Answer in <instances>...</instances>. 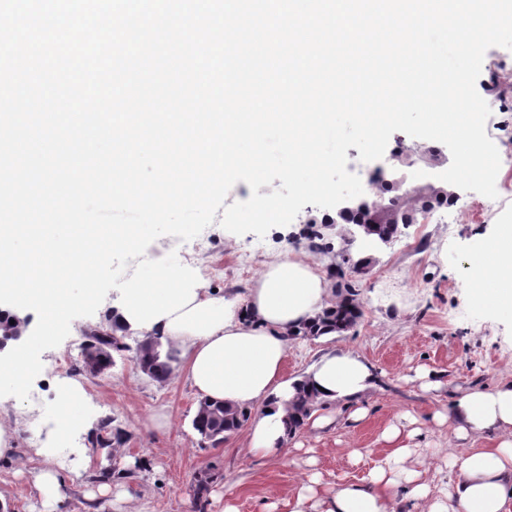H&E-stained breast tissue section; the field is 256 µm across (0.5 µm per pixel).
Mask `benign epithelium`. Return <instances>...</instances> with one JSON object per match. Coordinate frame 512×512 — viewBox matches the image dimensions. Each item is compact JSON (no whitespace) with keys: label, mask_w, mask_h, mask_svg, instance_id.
Masks as SVG:
<instances>
[{"label":"benign epithelium","mask_w":512,"mask_h":512,"mask_svg":"<svg viewBox=\"0 0 512 512\" xmlns=\"http://www.w3.org/2000/svg\"><path fill=\"white\" fill-rule=\"evenodd\" d=\"M448 162L449 156L441 148L394 154L389 158L385 170L386 182L392 186L398 198L412 195L420 189L427 199L445 196L457 199L459 193L456 187L432 176L436 169ZM417 170L425 171L429 176L412 178V173ZM380 223L397 225V234L400 235L414 223V215L403 212L398 205L390 202L387 196L371 194L345 201L334 207V214L329 216L324 228L333 229L340 224L344 225L339 235L343 242L342 252L346 253L353 246L367 240L368 225Z\"/></svg>","instance_id":"7a95c632"}]
</instances>
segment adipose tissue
Returning a JSON list of instances; mask_svg holds the SVG:
<instances>
[{"instance_id": "adipose-tissue-1", "label": "adipose tissue", "mask_w": 512, "mask_h": 512, "mask_svg": "<svg viewBox=\"0 0 512 512\" xmlns=\"http://www.w3.org/2000/svg\"><path fill=\"white\" fill-rule=\"evenodd\" d=\"M157 277L132 279L116 307L119 324L137 335L152 334L179 351L194 393L212 401L253 409L250 451L266 456L287 440L284 419L295 387L284 374L290 336L331 307L330 278L305 257L268 262L245 293L227 298L209 293L187 267L172 268L166 257L154 262ZM478 302L512 317V225L498 229L475 267ZM318 400L353 407V419L365 415L359 403L375 385L370 362L349 350L322 354L306 372ZM447 424L460 451L452 457L447 490L431 496L420 471L407 465L410 447L399 426L384 430L391 451L368 478L337 484L318 495L313 483L299 487L291 512H399L426 503V512H512V382L476 389L448 403L434 416ZM488 440L485 448L477 439Z\"/></svg>"}]
</instances>
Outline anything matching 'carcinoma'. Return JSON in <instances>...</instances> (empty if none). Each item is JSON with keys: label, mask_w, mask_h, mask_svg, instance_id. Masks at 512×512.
<instances>
[{"label": "carcinoma", "mask_w": 512, "mask_h": 512, "mask_svg": "<svg viewBox=\"0 0 512 512\" xmlns=\"http://www.w3.org/2000/svg\"><path fill=\"white\" fill-rule=\"evenodd\" d=\"M363 316V306L358 299V292L352 286L341 288L337 294L336 304L323 311L315 322L299 329L292 339L315 340L325 328L339 334L353 329ZM88 345L83 348V361L102 357L109 362L107 351H130L133 364L146 376L157 382L166 381L174 370L177 356L170 347H164L159 336H144L135 340L130 346L108 330H93L87 334ZM317 404L316 397L304 383L297 384V393L288 408L289 431L300 430ZM250 411L245 408L228 406L207 400L198 401L197 410L192 420L193 429L201 441L213 445L222 443L227 437L237 432L249 419ZM120 430H112L111 420L104 419L96 435V444L100 448L121 443ZM214 474L208 469L196 473L191 483L192 502L195 512H206L209 505L210 489Z\"/></svg>", "instance_id": "cac0c4a2"}]
</instances>
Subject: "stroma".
I'll use <instances>...</instances> for the list:
<instances>
[{
	"instance_id": "35a3bbf8",
	"label": "stroma",
	"mask_w": 512,
	"mask_h": 512,
	"mask_svg": "<svg viewBox=\"0 0 512 512\" xmlns=\"http://www.w3.org/2000/svg\"><path fill=\"white\" fill-rule=\"evenodd\" d=\"M484 99L492 111L486 132L502 168H512V83L494 87ZM327 215V209L305 205L289 225L262 238L235 235L215 222L199 236L205 251L164 235L145 256L167 255L194 268L205 288L240 294L267 262L285 253L308 256L323 272L335 266L339 240L322 226ZM501 224L512 225V201L485 197L479 215L461 211L446 224L411 225L391 246L369 248L368 273L333 279V288L348 282L358 289L362 319L340 336L293 343L285 371L291 378L303 376L334 348L361 354L377 376L362 400L367 413L353 422L348 408L323 404L319 411L332 416L333 425L303 427L293 442L266 457L251 454L244 427L218 446L201 442L192 427L198 398L181 370L159 383L120 352L104 376L80 372L86 333L107 328L120 298L110 290L93 316L73 320L68 337L42 353L43 370L28 400L0 397V425L17 450L0 459V512H42L35 474L47 464L61 484L57 512H89L99 500L106 512H193L192 478L207 467L216 475L208 512L228 506L236 512H288L289 499L309 476H318L321 494L340 481L368 477L388 452L382 432L406 412L419 430L409 464L424 471L433 494H440L451 452L448 429L434 414L467 391L512 381V320L474 298L475 255ZM64 378L79 383L84 398L61 401L56 382ZM107 418L124 438L111 451L92 444ZM111 454L132 478L93 481Z\"/></svg>"
}]
</instances>
